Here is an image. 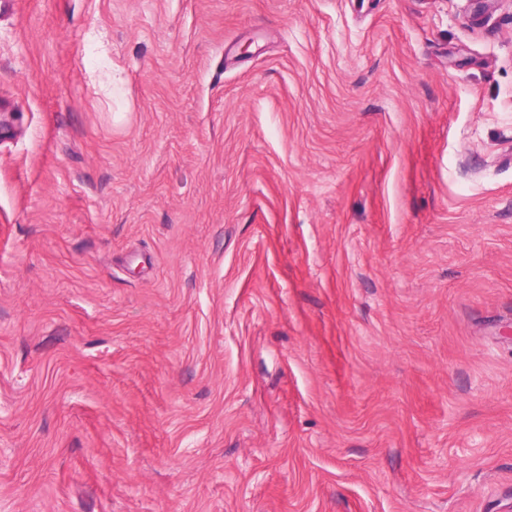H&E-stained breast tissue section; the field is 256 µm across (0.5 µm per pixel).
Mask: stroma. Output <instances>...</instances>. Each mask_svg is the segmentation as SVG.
Segmentation results:
<instances>
[{
  "instance_id": "1",
  "label": "stroma",
  "mask_w": 512,
  "mask_h": 512,
  "mask_svg": "<svg viewBox=\"0 0 512 512\" xmlns=\"http://www.w3.org/2000/svg\"><path fill=\"white\" fill-rule=\"evenodd\" d=\"M0 0V512H512V0Z\"/></svg>"
}]
</instances>
